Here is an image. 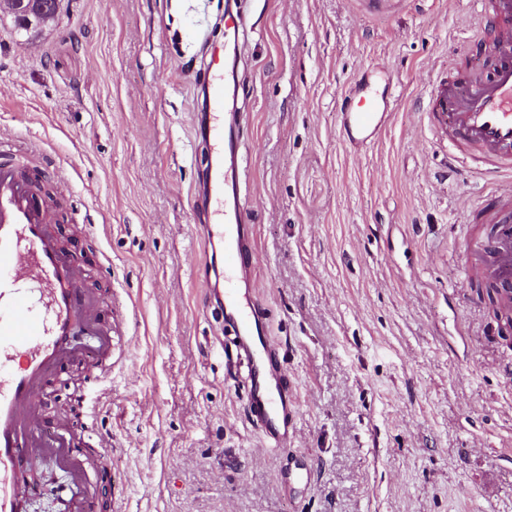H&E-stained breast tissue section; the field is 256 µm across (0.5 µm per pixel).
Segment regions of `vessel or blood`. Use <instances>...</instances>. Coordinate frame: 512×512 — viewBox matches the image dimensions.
I'll use <instances>...</instances> for the list:
<instances>
[{"label": "vessel or blood", "mask_w": 512, "mask_h": 512, "mask_svg": "<svg viewBox=\"0 0 512 512\" xmlns=\"http://www.w3.org/2000/svg\"><path fill=\"white\" fill-rule=\"evenodd\" d=\"M481 18L495 34L490 72L449 76L431 89L427 117L448 145V159L477 163L480 177L500 184L512 176V0H476ZM208 138L212 142L207 181L211 222L208 242H220L223 289H210L206 304L231 324L247 361L245 382L256 426L272 447L288 445L292 419L279 351L266 334L258 305L246 294L255 249L240 193L238 159L243 121L234 110L237 88L215 69L206 88ZM356 106L343 114L351 143L365 145L387 127L389 90L355 92ZM36 145L20 142L0 158V512H18L25 493L18 473L32 448L45 444L47 422L39 398L73 349L78 327L98 338L97 353H112L110 330L85 288L87 269L59 245L51 224L54 205L39 186L45 168L30 164ZM480 227L463 243L461 256L492 282L498 299L512 306V190L470 215Z\"/></svg>", "instance_id": "1"}]
</instances>
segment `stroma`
Segmentation results:
<instances>
[{"label":"stroma","instance_id":"obj_1","mask_svg":"<svg viewBox=\"0 0 512 512\" xmlns=\"http://www.w3.org/2000/svg\"><path fill=\"white\" fill-rule=\"evenodd\" d=\"M224 2L65 0L26 44L0 19V137L45 145L55 230L119 339L57 371L43 404L67 409L72 458L29 457L46 478L25 512L71 501L74 461L86 512H512V339L457 256L491 188L449 181L425 119L432 84L486 55L475 0H246L240 182L297 404L282 451L203 306L216 267H195ZM380 66L392 119L350 150L345 95Z\"/></svg>","mask_w":512,"mask_h":512}]
</instances>
